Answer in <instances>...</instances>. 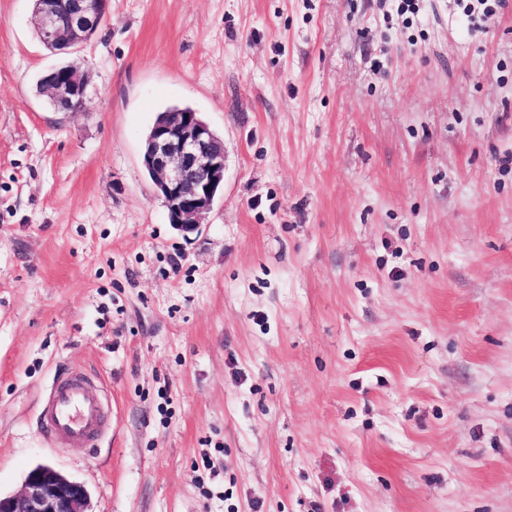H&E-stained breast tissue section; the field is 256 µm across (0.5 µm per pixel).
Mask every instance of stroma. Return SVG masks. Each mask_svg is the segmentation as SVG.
Returning <instances> with one entry per match:
<instances>
[{"label":"stroma","mask_w":512,"mask_h":512,"mask_svg":"<svg viewBox=\"0 0 512 512\" xmlns=\"http://www.w3.org/2000/svg\"><path fill=\"white\" fill-rule=\"evenodd\" d=\"M110 0L47 50L0 0V493L91 512H512V0ZM67 60L79 112L36 91ZM224 141L183 237L158 112ZM96 448L39 431L60 370ZM0 512H91L84 483L50 465H37L25 476L21 489L0 495Z\"/></svg>","instance_id":"stroma-1"}]
</instances>
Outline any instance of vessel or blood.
<instances>
[{"mask_svg":"<svg viewBox=\"0 0 512 512\" xmlns=\"http://www.w3.org/2000/svg\"><path fill=\"white\" fill-rule=\"evenodd\" d=\"M104 406L89 389L87 379L60 373L53 381L41 410L43 434L94 447L97 444Z\"/></svg>","mask_w":512,"mask_h":512,"instance_id":"obj_1","label":"vessel or blood"}]
</instances>
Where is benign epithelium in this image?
I'll use <instances>...</instances> for the list:
<instances>
[{"instance_id": "benign-epithelium-1", "label": "benign epithelium", "mask_w": 512, "mask_h": 512, "mask_svg": "<svg viewBox=\"0 0 512 512\" xmlns=\"http://www.w3.org/2000/svg\"><path fill=\"white\" fill-rule=\"evenodd\" d=\"M109 0H37L32 21L53 51L74 50L105 21ZM46 94L79 111L87 76L68 64L43 77ZM152 186L163 200L169 223L183 236L197 232L224 186V141L197 112H160L146 136L142 154ZM0 512H90L84 483L50 465L25 476L21 489L0 496Z\"/></svg>"}]
</instances>
